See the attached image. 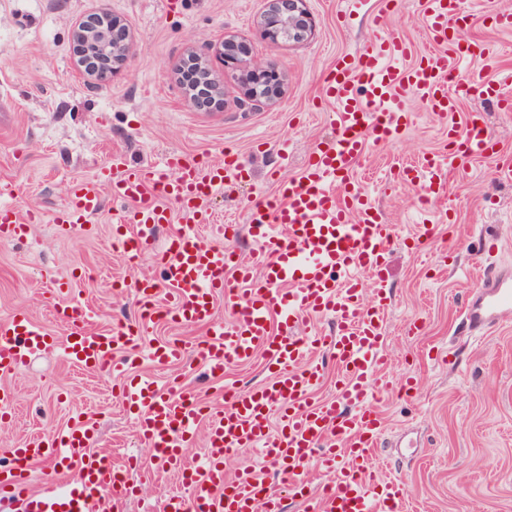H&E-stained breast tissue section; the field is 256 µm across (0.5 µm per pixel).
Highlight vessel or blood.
Listing matches in <instances>:
<instances>
[{"label":"vessel or blood","mask_w":512,"mask_h":512,"mask_svg":"<svg viewBox=\"0 0 512 512\" xmlns=\"http://www.w3.org/2000/svg\"><path fill=\"white\" fill-rule=\"evenodd\" d=\"M421 6L434 54H414L409 42L387 35L389 11L381 8L370 16V47L333 61L322 86L333 134L308 154L296 178L249 205L243 230L253 245L250 260H238L196 230L212 221L205 201L244 177L238 153L229 148L217 165L175 151L161 168L132 167L113 154L93 178L75 182L67 204L54 213L53 223L66 230L90 223L105 197L124 202L113 221L115 243L127 257L149 249L157 227L180 213L186 227L165 251V283L149 276L134 280L144 309L142 331L150 332L153 310L165 303L179 323L207 327L195 356L214 375L223 376L225 367L256 354L265 358L269 378L257 387H225L221 410L141 378L124 386L122 402L153 448L159 469L176 474L182 485L166 496L163 512H254L260 501L266 512H280L274 487L252 469L225 476V457L243 448L263 453L303 512H395L403 499V485L378 481L372 468V451L383 430L376 401L395 387L385 372L384 329L391 304L387 257L395 231L369 201L354 170L369 145L396 139L409 128L411 98L426 102L441 120L475 96L512 102L511 69L467 78L460 74L462 61L489 57L486 43L457 38L466 19L462 0H421ZM490 149L487 126L470 119L460 147L405 169L403 179L421 187L426 198L436 197L461 158L481 157ZM38 220L36 212L1 205L0 238H24ZM366 273L376 284L370 302L362 280ZM477 292L466 312L471 326L491 322L512 307V278L493 268L483 269ZM220 295L232 307L231 323L215 318ZM54 314L67 325L61 344L26 311L0 321L1 419L10 415L15 401L6 379L56 345L83 368L127 373L129 361L121 353L134 344L131 327L94 331L89 310L77 302L55 307ZM323 315L335 321V329L302 335L307 320ZM314 349L329 354L340 369L328 399L314 395L325 375L323 363L308 358ZM276 411L282 426L274 433L270 417ZM201 427L206 430L204 457L193 464L187 449ZM90 432L81 421L14 449V465L0 469V506L8 505L11 512H112L132 488L114 479L109 455L88 451ZM45 462L54 465V472L32 486L31 465ZM315 470L328 477L317 488L311 481ZM62 471L70 473V480L59 479Z\"/></svg>","instance_id":"1"}]
</instances>
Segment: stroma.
Instances as JSON below:
<instances>
[{"instance_id": "stroma-1", "label": "stroma", "mask_w": 512, "mask_h": 512, "mask_svg": "<svg viewBox=\"0 0 512 512\" xmlns=\"http://www.w3.org/2000/svg\"><path fill=\"white\" fill-rule=\"evenodd\" d=\"M377 6L378 0H307L313 34L274 46L259 28L265 0H179L173 11L167 0H0V186L8 189L0 201L43 215L23 241H0V319L23 309L64 339L66 328L52 310L64 299L57 279L69 277L72 296L97 313L93 327L135 322L139 306L124 283L159 270L148 253L129 270L113 243L111 203L92 223L57 229L51 216L67 203L72 184L92 178L115 152L134 164H163L171 151L202 153L217 163L227 146L243 156L250 176L207 201L213 222L200 233L214 242L216 225H245L248 206L274 193L278 179L297 176L308 153L331 135L320 99L323 77L337 55H356L370 44L367 13ZM467 8L472 21L460 27L461 38L484 40L492 54L484 63L465 62L463 74L512 69V33L496 31L487 19L512 12V0H467ZM94 14L120 17L133 37L125 66L96 90L76 64L73 41L77 24ZM386 30L416 51L432 50L419 0H397ZM226 35L284 73L285 92L275 104L244 102L231 68L216 57L210 65L224 76L220 106L200 109L186 101L176 66L191 48ZM409 107L412 126L369 148L355 168L374 206L397 227L388 258L387 373L407 384L377 402L386 430L374 472L404 483L400 512H470L476 503L485 512H512V311L479 331L464 316L485 266L512 275V178L503 173L512 163V112L475 98L451 116L458 126L470 114L484 120L495 152L450 171L445 196L425 211L398 171L441 148L448 132L419 99ZM489 239L498 241L497 251H484ZM205 333L157 321L141 343L134 374L163 388L180 382L184 393L219 407L225 385L267 379L259 355L212 376L193 356ZM174 337L185 342L187 357L158 365L149 349ZM9 384L17 401L12 417L0 421V465H11L14 449L32 438L86 420L91 448L110 452L116 465L134 457L154 466L120 400L122 379L53 351L32 358Z\"/></svg>"}]
</instances>
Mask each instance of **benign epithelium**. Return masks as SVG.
<instances>
[{"mask_svg": "<svg viewBox=\"0 0 512 512\" xmlns=\"http://www.w3.org/2000/svg\"><path fill=\"white\" fill-rule=\"evenodd\" d=\"M263 36L272 44L300 42L310 37L315 20L306 8V0H267V7L260 18ZM131 35L115 18L95 19L81 23L75 30V42L81 63L91 57L104 64L89 71L95 87L109 83L112 75L126 60ZM224 57L233 70V77L243 90L244 97L255 105L271 104L281 94V71L274 64L247 55L243 44L232 36H224L219 43H208L198 51H189V57L198 65L201 84L217 95L224 93V80L207 64L210 52Z\"/></svg>", "mask_w": 512, "mask_h": 512, "instance_id": "1", "label": "benign epithelium"}]
</instances>
